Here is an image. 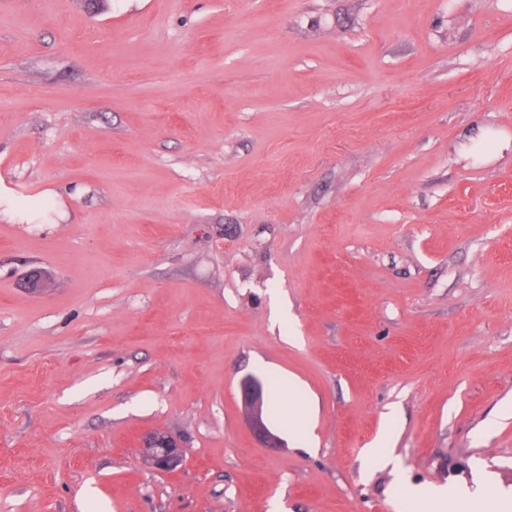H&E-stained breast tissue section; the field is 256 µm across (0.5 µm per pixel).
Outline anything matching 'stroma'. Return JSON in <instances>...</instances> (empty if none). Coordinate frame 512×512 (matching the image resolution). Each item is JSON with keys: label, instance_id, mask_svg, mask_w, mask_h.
<instances>
[{"label": "stroma", "instance_id": "stroma-1", "mask_svg": "<svg viewBox=\"0 0 512 512\" xmlns=\"http://www.w3.org/2000/svg\"><path fill=\"white\" fill-rule=\"evenodd\" d=\"M1 185L0 512L512 490V0H0ZM243 398L245 404L255 405L252 412L251 425L256 439L265 447H276L277 437L265 426L258 410L262 395L258 388L250 383V381H245L244 383ZM144 461L149 467L164 473H175L183 462L180 439L167 430L151 431L141 439Z\"/></svg>", "mask_w": 512, "mask_h": 512}]
</instances>
